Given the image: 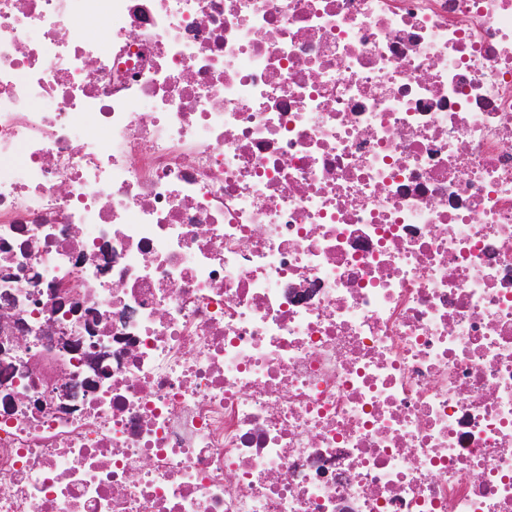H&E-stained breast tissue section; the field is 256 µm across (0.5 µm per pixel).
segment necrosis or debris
Instances as JSON below:
<instances>
[{
	"instance_id": "1",
	"label": "necrosis or debris",
	"mask_w": 512,
	"mask_h": 512,
	"mask_svg": "<svg viewBox=\"0 0 512 512\" xmlns=\"http://www.w3.org/2000/svg\"><path fill=\"white\" fill-rule=\"evenodd\" d=\"M3 292L0 512H512V0H0Z\"/></svg>"
}]
</instances>
